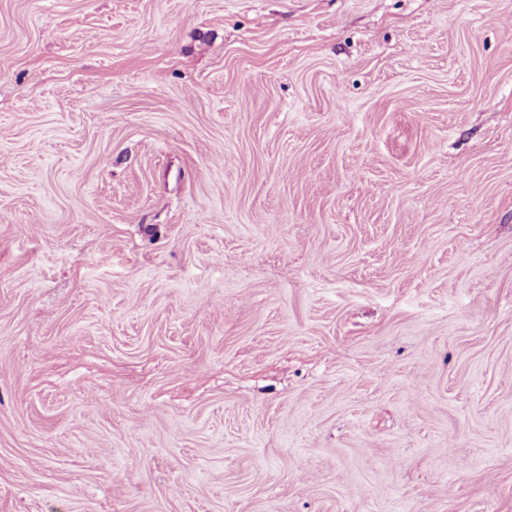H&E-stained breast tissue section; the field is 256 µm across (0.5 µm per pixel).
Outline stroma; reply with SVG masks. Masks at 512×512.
I'll list each match as a JSON object with an SVG mask.
<instances>
[{"instance_id": "35a3bbf8", "label": "stroma", "mask_w": 512, "mask_h": 512, "mask_svg": "<svg viewBox=\"0 0 512 512\" xmlns=\"http://www.w3.org/2000/svg\"><path fill=\"white\" fill-rule=\"evenodd\" d=\"M0 512H512V0H0Z\"/></svg>"}]
</instances>
